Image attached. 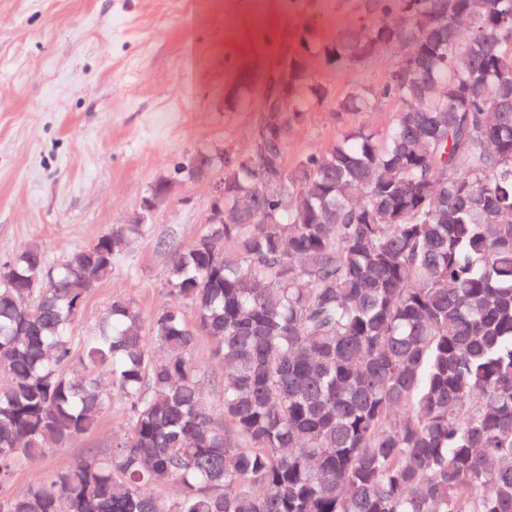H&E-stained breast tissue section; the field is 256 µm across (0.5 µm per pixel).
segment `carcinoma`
Segmentation results:
<instances>
[{"label":"carcinoma","instance_id":"1","mask_svg":"<svg viewBox=\"0 0 512 512\" xmlns=\"http://www.w3.org/2000/svg\"><path fill=\"white\" fill-rule=\"evenodd\" d=\"M368 11L328 43L304 29L288 111L224 149V223L173 250L150 320L115 297L71 334L147 224L53 265L36 245L0 261V484L90 433L114 395L126 425L0 512H512V0ZM382 47L407 49L391 81L337 99L349 132L288 166L301 99L330 98L308 56ZM386 97L402 107L384 133L355 123ZM201 336L224 365L217 415Z\"/></svg>","mask_w":512,"mask_h":512}]
</instances>
